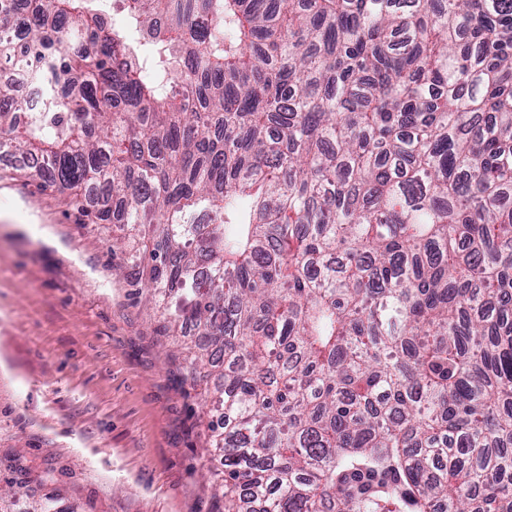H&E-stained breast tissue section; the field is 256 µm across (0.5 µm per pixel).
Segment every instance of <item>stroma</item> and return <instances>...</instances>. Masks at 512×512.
Here are the masks:
<instances>
[{
    "instance_id": "1",
    "label": "stroma",
    "mask_w": 512,
    "mask_h": 512,
    "mask_svg": "<svg viewBox=\"0 0 512 512\" xmlns=\"http://www.w3.org/2000/svg\"><path fill=\"white\" fill-rule=\"evenodd\" d=\"M0 186V512H222L205 477L211 379L115 270L114 224L9 166Z\"/></svg>"
}]
</instances>
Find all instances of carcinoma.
<instances>
[{"mask_svg": "<svg viewBox=\"0 0 512 512\" xmlns=\"http://www.w3.org/2000/svg\"><path fill=\"white\" fill-rule=\"evenodd\" d=\"M127 2L0 0V148L217 372L224 512H512V0Z\"/></svg>", "mask_w": 512, "mask_h": 512, "instance_id": "1", "label": "carcinoma"}]
</instances>
